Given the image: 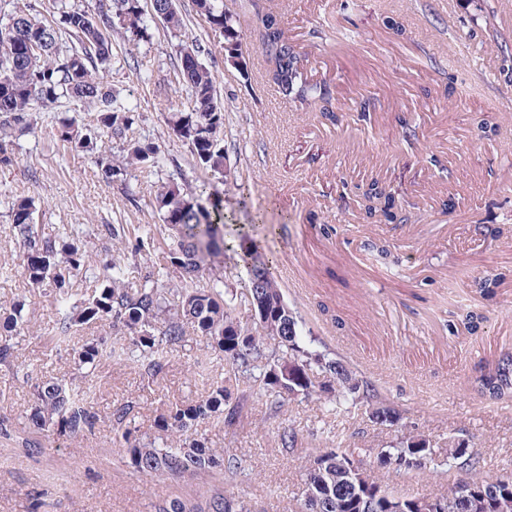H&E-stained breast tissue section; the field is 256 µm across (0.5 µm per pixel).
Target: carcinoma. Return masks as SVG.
I'll use <instances>...</instances> for the list:
<instances>
[{
  "mask_svg": "<svg viewBox=\"0 0 512 512\" xmlns=\"http://www.w3.org/2000/svg\"><path fill=\"white\" fill-rule=\"evenodd\" d=\"M8 11V23L0 30V168L13 164L6 143L19 139L33 129L31 112L36 104L45 108L55 106L68 98L83 102H99L94 127L86 132L67 121L61 123L58 134L62 142L76 148L94 149V143H105L122 138L134 123L131 111L113 104V95L104 84L102 69L110 59L112 47L107 31L114 22L139 38L148 35L146 10L143 0H113L114 15L107 13L95 19L80 9L63 7L59 24L55 27L40 21L31 9L17 0H3ZM196 13L210 17L224 28V41L239 34L237 21L224 13V0H193ZM252 23L265 29L261 51L268 73L282 94L295 107L312 108L330 120H335L330 91L326 84L313 83L306 75V57L288 37L278 15L258 10ZM172 31L183 24L173 0H164L162 15L158 16ZM68 34L76 39L78 47L66 53L58 46L59 37ZM38 39L43 51L33 57L28 43ZM183 82L188 88L191 109L172 116L173 130L188 145L197 163L212 173L218 184L212 187L206 199L185 189L177 178L171 177L157 185L155 202L162 226L172 240L168 266L159 269L162 279L176 274L174 288L143 286L129 289L125 282L128 255L120 249L112 263L96 272L102 286L89 298L72 302L71 271L92 270L85 251L74 243L50 241L39 243L34 236V201L16 199L9 206L14 229L20 235L26 259L20 276L31 286L46 281L53 283L56 296L58 344L72 339V331L83 325L103 321L120 326L130 336L133 352L146 363L147 372L156 374L162 368L168 350L185 341L187 333L202 338L214 351L235 365L233 373L213 386L208 395L193 404L182 405L162 417L161 441L131 437L122 434L130 463L145 476L208 474L215 469L232 475L243 473L245 467L236 457L222 448H211L194 436L195 427L215 414L227 411L224 423L231 426L238 415L237 407L228 409L232 391L244 385L261 396L268 397L270 408L279 412L283 390L298 394L318 392V395L338 408L345 403L366 407L369 416L382 423L397 419L396 411L378 400L370 383L359 377L338 359H332L307 347L301 334L298 316L284 299L276 280L272 262L265 257L254 241L241 238L240 258L250 273L260 282L265 319H257L249 329L250 343L244 344L234 335L237 328L245 329L235 316L237 296L224 292V193L218 185L224 182V105L216 100L212 74L203 63L192 69L179 66ZM159 163V147L151 142L131 139L127 143L122 166L101 152L96 157L102 178H112L130 170ZM364 220L379 224L402 222L391 191L373 180L360 188ZM154 229L147 226L136 239L131 255L142 259L153 248ZM209 284L202 285V280ZM24 306L16 305L0 313V326L8 331L17 329L36 333L34 326L24 319ZM112 357V341L101 336L85 342L78 352V367L84 378H91L98 365ZM329 375L330 380L315 385L313 371ZM473 389L484 399L501 401L512 399V356L502 355L497 365L472 381ZM30 420L41 431H56L74 440L92 431L98 421L94 411L92 386L70 387L63 379H51L34 388ZM429 439L412 433L403 436L396 446L381 449L380 459L393 461L403 456L423 452ZM355 451L329 448L319 453L307 468L303 499L291 512H306L305 499L315 496L320 500V512H336V501L346 504L341 512H376V495L370 488H378L384 497L394 495L388 487L369 475L350 482L336 481V463L354 457ZM461 468L473 483L482 486L489 500L488 512H512V484L491 483L483 476L480 458L472 454L463 459L449 458ZM231 496L216 495L203 502L180 503L182 512H226L224 503ZM435 500H448V512H472L467 491L456 485L446 495H435Z\"/></svg>",
  "mask_w": 512,
  "mask_h": 512,
  "instance_id": "obj_1",
  "label": "carcinoma"
}]
</instances>
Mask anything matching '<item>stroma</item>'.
Listing matches in <instances>:
<instances>
[{"instance_id": "stroma-1", "label": "stroma", "mask_w": 512, "mask_h": 512, "mask_svg": "<svg viewBox=\"0 0 512 512\" xmlns=\"http://www.w3.org/2000/svg\"><path fill=\"white\" fill-rule=\"evenodd\" d=\"M281 18L288 35L308 52V72L330 86L337 123L299 109L268 78L254 32L249 0H224L239 23L248 71L224 57V35L210 27L192 0H177L184 24L169 31L149 19L148 35L135 40L113 26L112 57L105 79L134 116L130 137L159 148L157 167L105 182L94 151L59 141L61 119L91 124L99 104L65 101L48 112L35 108L30 134L12 143L13 167L0 168V307L24 302V313L42 336L0 335L33 374L0 365V512H154L155 504L205 500L229 493L249 512H287L300 499L307 468L327 447L330 433L357 449L371 477L401 496L447 493L462 478L439 464L424 472L378 468V449L414 432L447 453L449 436L465 438L485 474L512 475V401L493 403L471 386L490 361L512 343V187L498 180L512 167L502 145L512 143V28L493 36V20L477 0H259ZM403 21L397 36L390 19ZM197 50L224 104V155L230 172L224 209L232 241L242 231L261 240L289 306L312 349L339 357L371 383L399 419L381 424L364 409L335 414L317 395L284 398L271 413L264 397L245 401L233 426L214 418L197 428L209 447L240 458L245 474L159 475L131 467L123 430L154 438L171 407L202 399L221 380L225 364L207 362L208 381L193 371L206 362L205 342L190 337L169 352L162 370L148 375L117 329L91 325L89 340L107 334L111 361L94 382V431L76 440L35 429L28 421L33 388L50 377L79 378L76 352L52 349L45 339L55 322L50 287H31L17 272L24 255L8 205L18 198L36 206L35 234L54 240L70 231L97 265L112 261V225L125 227L134 244L144 225L159 223V181L182 178L201 190L210 176L196 165L174 133L173 113L186 110L189 92L177 69L181 49ZM462 95L448 111L449 88ZM370 100V111L360 101ZM489 118L497 133L485 138L477 124ZM379 180L396 192L401 223L380 224L367 234L358 186ZM291 215L282 234L271 227ZM457 218L447 234L449 218ZM171 240L156 232L148 260L129 259L132 288L153 282L167 263ZM499 279L493 299L478 285ZM471 306L484 321L477 332L449 336L450 313ZM130 407L126 429L113 420ZM293 431L292 447L280 436Z\"/></svg>"}]
</instances>
